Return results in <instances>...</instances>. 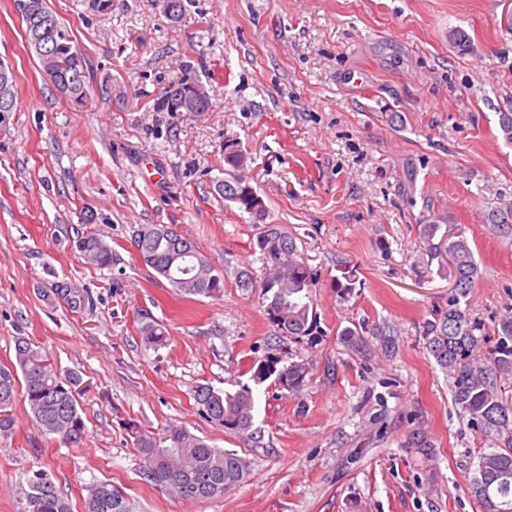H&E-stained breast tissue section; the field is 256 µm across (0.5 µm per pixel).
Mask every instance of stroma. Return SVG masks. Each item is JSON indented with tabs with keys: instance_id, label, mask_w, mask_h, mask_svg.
I'll return each mask as SVG.
<instances>
[{
	"instance_id": "stroma-1",
	"label": "stroma",
	"mask_w": 512,
	"mask_h": 512,
	"mask_svg": "<svg viewBox=\"0 0 512 512\" xmlns=\"http://www.w3.org/2000/svg\"><path fill=\"white\" fill-rule=\"evenodd\" d=\"M87 62L91 98L78 109L41 74L14 0H0V61L17 110L0 130V366L29 337L79 379L86 431L63 445L24 401L0 436V512H22L31 471H48L83 512L91 484L120 491L132 512H480L468 491L482 436L459 417L422 330L446 310L451 284L427 273L419 227L457 224L482 272L467 298L494 339L512 315V238L484 216L512 202V0H188L169 21L161 0H48ZM464 30L467 46L449 39ZM364 78L365 87L349 83ZM210 88L197 115L159 112L172 79ZM240 142L242 171L265 202L264 223L297 238L316 275L314 343L279 336L238 271L261 280L250 216L217 191L224 142ZM96 221L84 226V212ZM164 224L224 274V296H185L155 277L132 233ZM92 229L111 267L75 250ZM352 269L353 294L338 291ZM87 291L84 309L48 303L52 283ZM168 343L144 344L140 323ZM363 327L366 345L343 343ZM393 331L392 352L378 333ZM304 360L297 394L257 389L253 438L203 419L193 392L234 390L251 363ZM176 425L250 466L223 496L188 502L146 482L127 422Z\"/></svg>"
}]
</instances>
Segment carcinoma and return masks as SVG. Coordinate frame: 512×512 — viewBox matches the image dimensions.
Returning a JSON list of instances; mask_svg holds the SVG:
<instances>
[{
	"instance_id": "obj_1",
	"label": "carcinoma",
	"mask_w": 512,
	"mask_h": 512,
	"mask_svg": "<svg viewBox=\"0 0 512 512\" xmlns=\"http://www.w3.org/2000/svg\"><path fill=\"white\" fill-rule=\"evenodd\" d=\"M37 2L41 13L33 20L24 19L27 45L36 48L35 39L43 33L52 39L50 46L66 56L69 65L70 89L65 98L74 107H84L89 103L85 59L71 29L60 22L47 0ZM188 81L187 76L171 81L155 102L157 111H174L175 88ZM485 221L499 236H512V203L489 211ZM420 235L426 269L438 265L437 273L448 276L453 286L448 309L427 322L423 339L448 377L455 408L489 442V447L477 455L469 490L481 512H512V400L503 397L498 383V378L512 376V316L499 319L495 344L481 349L483 337L477 335L481 324L472 321L461 306V300L481 278L472 243L456 224H422ZM132 241L145 265L177 291L214 300L223 296L224 275L215 270L193 241L172 228L141 224L133 231ZM73 243L89 263L99 268L112 266V246L98 234L83 232ZM256 248L266 270L259 288L269 322L281 335L296 340L321 335L310 300L315 275L303 260L296 238L283 226L272 224L257 232ZM49 292L73 309H82L89 301L88 294L65 283H55ZM140 335L150 346L167 343L165 330L154 322L143 324ZM15 360L12 369L0 367V435L14 428L13 407L17 389L21 388L37 427L62 444L79 443L85 434V422L77 400V377L59 376L48 356L25 337L16 340ZM250 372L256 385L271 379L293 393L300 392L310 380V366L304 361L282 367L280 360L268 357L252 364ZM193 398L199 415L224 428V432L251 431L255 392L249 385L226 391L201 384ZM127 429L140 456L144 480L172 488L184 501L190 500L185 494L187 487L199 491L197 499H210L224 495L249 476L246 460L236 451L215 448L185 428L170 427L154 433L130 422ZM29 486L25 512H71L69 501L46 471H33ZM84 512H129V505L108 484L96 483L87 489Z\"/></svg>"
}]
</instances>
